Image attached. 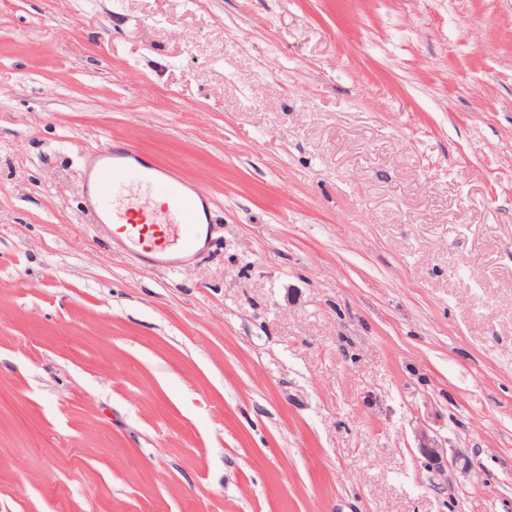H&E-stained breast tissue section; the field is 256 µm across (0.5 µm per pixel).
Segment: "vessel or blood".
I'll list each match as a JSON object with an SVG mask.
<instances>
[{
	"label": "vessel or blood",
	"mask_w": 512,
	"mask_h": 512,
	"mask_svg": "<svg viewBox=\"0 0 512 512\" xmlns=\"http://www.w3.org/2000/svg\"><path fill=\"white\" fill-rule=\"evenodd\" d=\"M83 181L87 207L147 266L171 272L210 247L208 195L136 146L104 143L85 158Z\"/></svg>",
	"instance_id": "b4317fda"
}]
</instances>
